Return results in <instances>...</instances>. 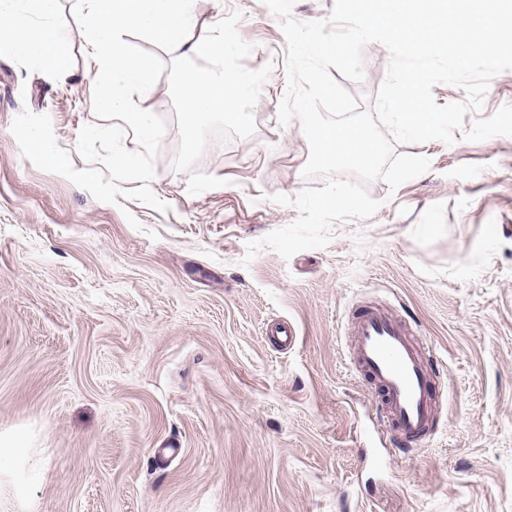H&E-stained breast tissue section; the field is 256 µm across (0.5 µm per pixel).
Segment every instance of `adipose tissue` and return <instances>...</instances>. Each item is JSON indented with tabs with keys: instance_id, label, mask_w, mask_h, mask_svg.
<instances>
[{
	"instance_id": "obj_1",
	"label": "adipose tissue",
	"mask_w": 512,
	"mask_h": 512,
	"mask_svg": "<svg viewBox=\"0 0 512 512\" xmlns=\"http://www.w3.org/2000/svg\"><path fill=\"white\" fill-rule=\"evenodd\" d=\"M193 0H82L90 21L84 29V42L93 56L108 63L112 81L100 102L104 114L123 116L126 124L142 140H151L161 130L153 112L146 108L149 73L125 51L124 31L140 28L170 38L181 53L206 56L216 52L232 56L236 51L232 35L196 38ZM57 0H0V25L11 28L17 50L53 72L69 66L67 44L57 32L53 16ZM257 84L249 73L217 76L208 72L186 78L182 104L188 134H195L200 116L222 113L235 119V101Z\"/></svg>"
}]
</instances>
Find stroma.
I'll use <instances>...</instances> for the list:
<instances>
[{
	"mask_svg": "<svg viewBox=\"0 0 512 512\" xmlns=\"http://www.w3.org/2000/svg\"><path fill=\"white\" fill-rule=\"evenodd\" d=\"M196 36L234 59L127 31L164 130H101L112 74L86 53L81 0H59L69 69L0 43V438L27 453L0 512H512V137L399 144L430 159L367 220L291 259L248 243L292 222L309 155L278 123L286 38L262 0H195ZM370 110L390 54L364 47ZM250 72L241 117L187 141L181 87ZM39 138L43 151L30 150ZM133 158L132 168L118 166ZM410 323L443 392L412 453L344 353L354 314ZM293 325V346L271 329Z\"/></svg>",
	"mask_w": 512,
	"mask_h": 512,
	"instance_id": "obj_1",
	"label": "stroma"
}]
</instances>
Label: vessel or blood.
Returning a JSON list of instances; mask_svg holds the SVG:
<instances>
[{"instance_id": "obj_1", "label": "vessel or blood", "mask_w": 512, "mask_h": 512, "mask_svg": "<svg viewBox=\"0 0 512 512\" xmlns=\"http://www.w3.org/2000/svg\"><path fill=\"white\" fill-rule=\"evenodd\" d=\"M353 362L381 391L382 422L397 439L417 440L434 419V374L410 339L405 322L383 310L363 312L353 326Z\"/></svg>"}]
</instances>
